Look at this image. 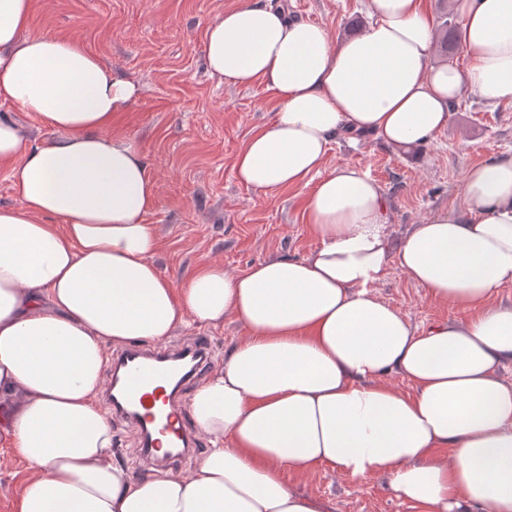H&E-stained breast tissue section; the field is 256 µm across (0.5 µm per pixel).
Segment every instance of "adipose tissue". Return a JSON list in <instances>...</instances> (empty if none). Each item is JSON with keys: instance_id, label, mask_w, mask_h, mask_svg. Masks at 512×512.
<instances>
[{"instance_id": "obj_1", "label": "adipose tissue", "mask_w": 512, "mask_h": 512, "mask_svg": "<svg viewBox=\"0 0 512 512\" xmlns=\"http://www.w3.org/2000/svg\"><path fill=\"white\" fill-rule=\"evenodd\" d=\"M453 2L461 68L435 62L423 0H366V26L336 44L272 0L214 17L210 72L277 100L234 172L264 195L319 174L303 212L317 246L241 273L207 263L177 286L155 261L150 166L109 133L136 85L72 39L30 34L31 0H0V103L55 133L31 146L0 115L14 197L0 206V437L26 468L13 512H331L286 480L321 464L385 476L417 512H512V384L498 373L512 305L497 299L512 287V155L472 167L467 207L396 245L380 185L324 168L340 131L406 149L464 97L512 102V0ZM394 266L463 318L413 326L373 292ZM228 317L249 334L188 404L208 448L190 475L133 478L99 401L110 347Z\"/></svg>"}]
</instances>
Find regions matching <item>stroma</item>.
Wrapping results in <instances>:
<instances>
[{
  "instance_id": "35a3bbf8",
  "label": "stroma",
  "mask_w": 512,
  "mask_h": 512,
  "mask_svg": "<svg viewBox=\"0 0 512 512\" xmlns=\"http://www.w3.org/2000/svg\"><path fill=\"white\" fill-rule=\"evenodd\" d=\"M239 2L32 0V34L73 38L108 70L138 85V96L114 114L109 133L132 142L151 165L159 186L157 207L148 217L160 237L156 261L177 285L204 263L219 262L238 273L274 256H306L317 244L302 218L307 189L265 196L234 174L237 153L275 112L274 96L263 83L238 87L205 67L207 25ZM281 2L291 17L323 25L334 42L368 20L365 0ZM508 154L512 103L470 97L451 110L429 145L397 151L343 132L331 143L325 167L349 163L368 172L387 197L388 231L396 243L433 212L462 208L467 171ZM375 293L420 329L460 316L396 268ZM246 334L228 318L217 328L178 329L172 340L209 336L220 366ZM288 483L329 500L334 512H415L395 498L383 476L357 482L321 464L307 476H289Z\"/></svg>"
}]
</instances>
